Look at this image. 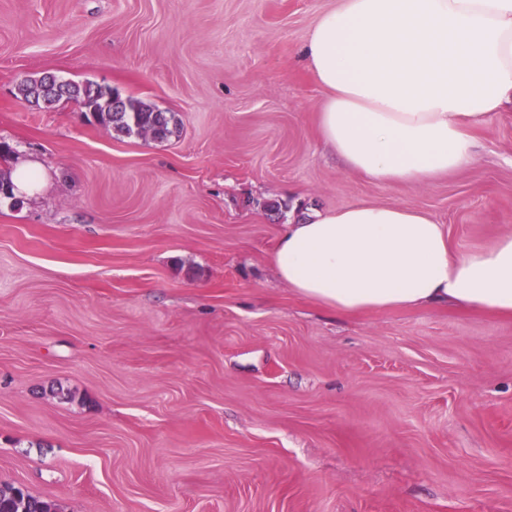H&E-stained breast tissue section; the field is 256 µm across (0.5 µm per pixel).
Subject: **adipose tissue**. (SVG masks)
<instances>
[{
	"label": "adipose tissue",
	"instance_id": "obj_1",
	"mask_svg": "<svg viewBox=\"0 0 512 512\" xmlns=\"http://www.w3.org/2000/svg\"><path fill=\"white\" fill-rule=\"evenodd\" d=\"M318 134L347 170L422 184L468 167L512 106V0H338L311 27ZM301 297L342 314L453 306L512 318V233L455 252L447 225L359 201L285 224L272 254Z\"/></svg>",
	"mask_w": 512,
	"mask_h": 512
}]
</instances>
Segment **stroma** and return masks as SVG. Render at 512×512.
<instances>
[{"label":"stroma","mask_w":512,"mask_h":512,"mask_svg":"<svg viewBox=\"0 0 512 512\" xmlns=\"http://www.w3.org/2000/svg\"><path fill=\"white\" fill-rule=\"evenodd\" d=\"M336 0H0V485L61 512H512V319L341 316L272 253L289 218L360 200L512 232V109L423 184L321 144L302 46ZM52 73L152 104L122 136L19 92ZM286 203L273 214L266 205ZM17 194L31 195L38 187V168L30 164H22L15 168L11 177Z\"/></svg>","instance_id":"obj_1"}]
</instances>
